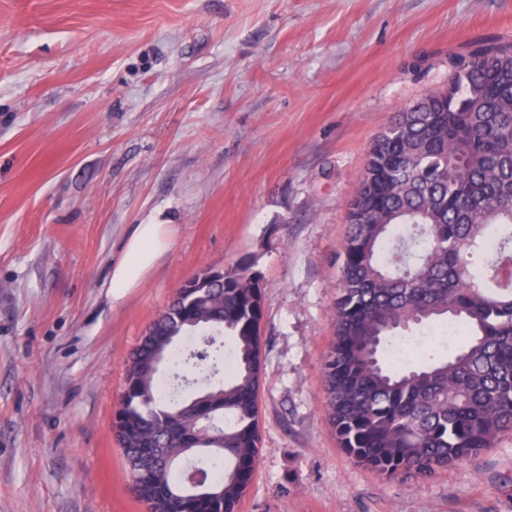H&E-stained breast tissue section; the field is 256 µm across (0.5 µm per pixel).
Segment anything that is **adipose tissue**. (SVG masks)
<instances>
[{
  "mask_svg": "<svg viewBox=\"0 0 512 512\" xmlns=\"http://www.w3.org/2000/svg\"><path fill=\"white\" fill-rule=\"evenodd\" d=\"M172 227L168 224L134 225L120 257L112 265L109 286L113 305H120L127 294L140 287L171 244Z\"/></svg>",
  "mask_w": 512,
  "mask_h": 512,
  "instance_id": "adipose-tissue-1",
  "label": "adipose tissue"
}]
</instances>
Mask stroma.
Instances as JSON below:
<instances>
[{"label": "stroma", "instance_id": "obj_1", "mask_svg": "<svg viewBox=\"0 0 512 512\" xmlns=\"http://www.w3.org/2000/svg\"><path fill=\"white\" fill-rule=\"evenodd\" d=\"M512 44V0H0V512H146L112 433L180 285L250 264L260 461L237 512H512V433L421 480L340 448L323 358L373 140ZM137 224L171 246L120 305Z\"/></svg>", "mask_w": 512, "mask_h": 512}]
</instances>
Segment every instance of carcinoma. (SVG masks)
I'll list each match as a JSON object with an SVG mask.
<instances>
[{
	"label": "carcinoma",
	"mask_w": 512,
	"mask_h": 512,
	"mask_svg": "<svg viewBox=\"0 0 512 512\" xmlns=\"http://www.w3.org/2000/svg\"><path fill=\"white\" fill-rule=\"evenodd\" d=\"M510 107L512 48L483 47L368 153L323 373L340 447L386 479L430 478L512 430ZM262 320L258 277L239 264L149 325L112 422L135 496L149 490L163 512H234L259 464ZM434 325L463 329L452 356L391 360L403 333ZM199 417L217 427L205 443ZM192 457L209 490L171 496Z\"/></svg>",
	"instance_id": "cac0c4a2"
}]
</instances>
